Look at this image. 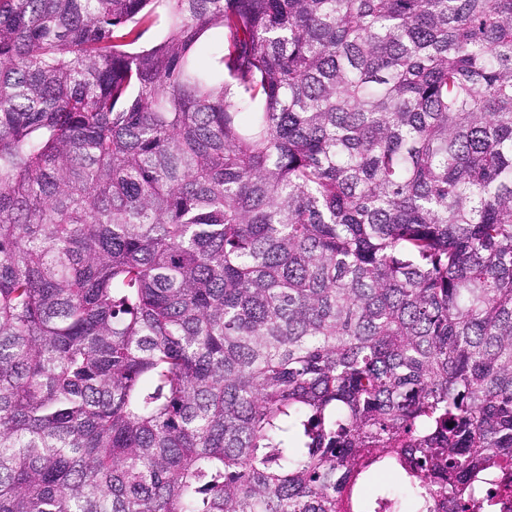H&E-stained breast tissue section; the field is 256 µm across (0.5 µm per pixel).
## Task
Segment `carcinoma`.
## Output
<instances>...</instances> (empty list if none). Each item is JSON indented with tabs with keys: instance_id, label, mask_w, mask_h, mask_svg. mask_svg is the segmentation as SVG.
Here are the masks:
<instances>
[{
	"instance_id": "cac0c4a2",
	"label": "carcinoma",
	"mask_w": 512,
	"mask_h": 512,
	"mask_svg": "<svg viewBox=\"0 0 512 512\" xmlns=\"http://www.w3.org/2000/svg\"><path fill=\"white\" fill-rule=\"evenodd\" d=\"M511 501L512 0H0V512Z\"/></svg>"
}]
</instances>
